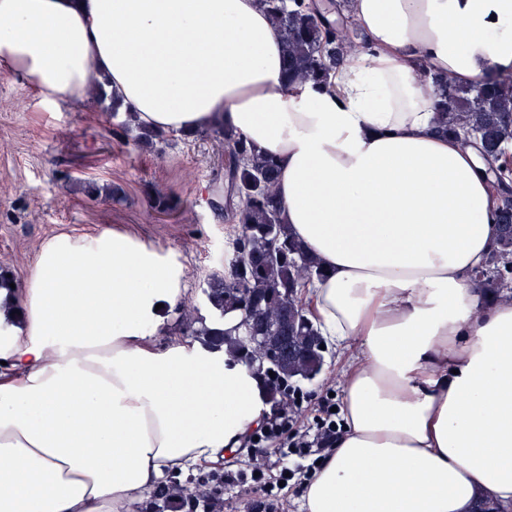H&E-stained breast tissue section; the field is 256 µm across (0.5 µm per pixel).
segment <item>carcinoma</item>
I'll list each match as a JSON object with an SVG mask.
<instances>
[{
	"label": "carcinoma",
	"instance_id": "1",
	"mask_svg": "<svg viewBox=\"0 0 512 512\" xmlns=\"http://www.w3.org/2000/svg\"><path fill=\"white\" fill-rule=\"evenodd\" d=\"M264 8L283 36L285 76L288 85L311 82L326 85L332 71L356 47L366 48L353 23L329 18L342 11L344 2H330L316 10L307 0H262ZM434 87L440 114L437 131L460 133L478 139L492 164V182L497 206L494 221L497 237L484 268L474 280L493 295L512 290V161L505 158L504 144L512 141V65L496 68L467 86L448 77L423 73ZM229 158L230 196L238 199L232 209L237 226L229 271L209 282L204 291L214 316L212 327L201 334L213 346H227L232 356L251 363L253 350L241 337L240 326L220 328L224 315L240 311L259 336H271L284 315L291 316L285 348L288 353L276 365L275 375L286 380L313 379L322 371V351L312 348L320 335L301 294L307 285L323 277L299 243L282 224L276 201L278 165L274 157L256 150L243 137L222 128ZM221 485L211 483L185 495L178 487L160 489L151 495L145 512H182L194 501L216 496Z\"/></svg>",
	"mask_w": 512,
	"mask_h": 512
}]
</instances>
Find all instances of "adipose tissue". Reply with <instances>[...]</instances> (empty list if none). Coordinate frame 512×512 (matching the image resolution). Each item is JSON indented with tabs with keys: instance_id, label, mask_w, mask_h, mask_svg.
<instances>
[{
	"instance_id": "obj_1",
	"label": "adipose tissue",
	"mask_w": 512,
	"mask_h": 512,
	"mask_svg": "<svg viewBox=\"0 0 512 512\" xmlns=\"http://www.w3.org/2000/svg\"><path fill=\"white\" fill-rule=\"evenodd\" d=\"M368 50L287 86L259 0H0V68L51 102L98 84L142 126H225L280 167L289 231L338 356L346 427L308 512L512 507V298L484 305L496 197L477 142L434 134L419 69L468 84L512 64V0H350ZM180 267L104 229L44 242L0 289V512H127L270 411L220 349L153 342Z\"/></svg>"
}]
</instances>
